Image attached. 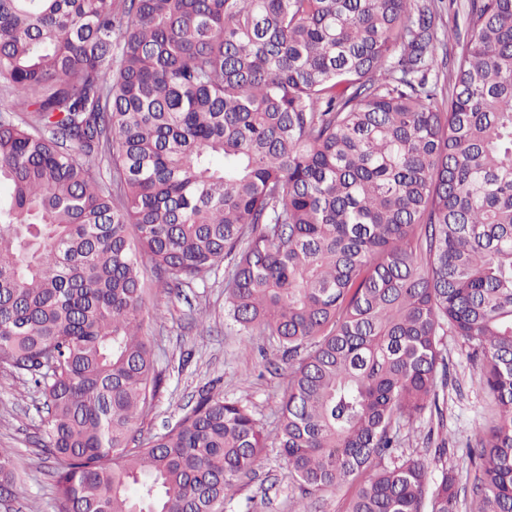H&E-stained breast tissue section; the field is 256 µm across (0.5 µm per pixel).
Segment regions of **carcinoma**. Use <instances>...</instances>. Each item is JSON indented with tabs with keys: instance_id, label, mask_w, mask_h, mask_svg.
<instances>
[{
	"instance_id": "carcinoma-1",
	"label": "carcinoma",
	"mask_w": 512,
	"mask_h": 512,
	"mask_svg": "<svg viewBox=\"0 0 512 512\" xmlns=\"http://www.w3.org/2000/svg\"><path fill=\"white\" fill-rule=\"evenodd\" d=\"M0 0V384L43 399L57 512H224L268 445L298 510L459 512L401 427L460 337L496 418L468 512H512V0ZM225 265L276 337L268 442L214 387L162 431L148 277ZM16 480L0 448V497ZM352 494V489L343 488L339 491L322 494L311 501L310 512H344Z\"/></svg>"
}]
</instances>
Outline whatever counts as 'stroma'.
I'll return each mask as SVG.
<instances>
[{
    "mask_svg": "<svg viewBox=\"0 0 512 512\" xmlns=\"http://www.w3.org/2000/svg\"><path fill=\"white\" fill-rule=\"evenodd\" d=\"M226 282L223 270L205 281L169 293L166 304L147 302L144 331L154 341L155 360L165 370L168 388L156 402L144 426L159 430L174 422L201 389L220 387L225 397L251 407L267 431H274L280 399L288 382V363L269 336L253 337V350L244 353L243 338L224 321ZM448 386L441 415L423 413L405 434L403 448L425 449L433 473L456 469L461 477V501H469L474 470L467 445L475 441L493 416L494 408L477 382L460 337L445 336ZM46 414L37 392L23 382L0 384V448L14 449L17 480L12 495L0 501V512H25L36 505L40 512H56L50 477L52 463L39 451ZM441 432L447 448L444 459L425 448L426 438ZM297 490L288 481V464L278 448H265L253 473L244 478L224 501V512H294Z\"/></svg>",
    "mask_w": 512,
    "mask_h": 512,
    "instance_id": "stroma-1",
    "label": "stroma"
}]
</instances>
